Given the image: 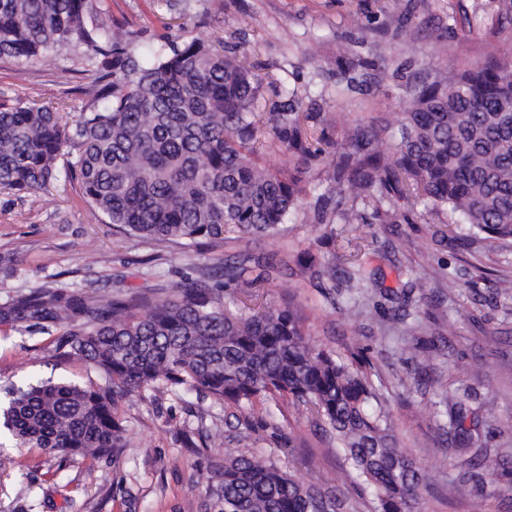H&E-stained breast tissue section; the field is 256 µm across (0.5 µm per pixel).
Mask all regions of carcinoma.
Wrapping results in <instances>:
<instances>
[{
	"label": "carcinoma",
	"mask_w": 512,
	"mask_h": 512,
	"mask_svg": "<svg viewBox=\"0 0 512 512\" xmlns=\"http://www.w3.org/2000/svg\"><path fill=\"white\" fill-rule=\"evenodd\" d=\"M89 0H0V56L25 65L80 48L94 67L92 104L70 123L65 108L0 100V192L32 196L60 176L74 181L88 216L129 238L188 241L220 252L245 235H274L291 213L310 210L319 239L332 225L409 222L414 205L449 207L490 241L512 240V52L494 43L512 12L485 31L486 58L456 73L426 71L406 83L399 136L364 117L332 140L336 113L305 112L291 94L255 111L260 86L224 40L164 44L144 57L107 24L88 28ZM75 155L60 171L58 159ZM325 174L328 190L308 200L302 174ZM302 267L315 288L336 287V251ZM172 288L105 292L45 283L0 304V326L58 332L56 350L94 368L101 382L50 380L6 389L0 427L18 448L62 458L108 459L126 445L119 406L164 387L172 394L254 409L288 401L336 438L373 512H413L423 476L397 447L388 413L361 367L310 339L290 308L256 305L253 285L277 271L271 258H218ZM239 290L247 315L224 309ZM454 439L469 440L462 401L448 396ZM468 474H497L504 456L460 449ZM212 486L218 512H338L336 496L303 484L274 462L224 449Z\"/></svg>",
	"instance_id": "1"
}]
</instances>
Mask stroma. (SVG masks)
<instances>
[{"label": "stroma", "instance_id": "35a3bbf8", "mask_svg": "<svg viewBox=\"0 0 512 512\" xmlns=\"http://www.w3.org/2000/svg\"><path fill=\"white\" fill-rule=\"evenodd\" d=\"M497 7V0H105L86 23L122 28L139 55L164 39L180 44L219 34L227 47L246 51L263 84L257 111H268L273 86H285L311 111L343 113L349 125L367 115L393 120L415 71L482 60V31ZM403 11L409 36L380 44L375 22ZM342 45L360 61L343 74L336 66ZM377 51L383 62L374 73L364 63ZM90 68L82 51L71 50L30 67L19 80L14 61L0 58V95L63 103L75 116L90 105L83 92ZM86 210L78 184L65 180L21 200L0 193V303L56 277L75 282L78 269L107 291L123 284L170 288L213 258L203 246L127 238L112 224L88 222ZM416 215L412 224L373 225L357 248L350 226L334 225L333 251H359L365 271L376 274L360 288L340 283L323 292L305 284L294 269L297 254L307 249L320 259L331 250L317 243L312 219L300 211L280 234L243 239L224 252L275 255L284 270L257 284L264 304L294 306L318 347L366 363L400 450L424 475L415 512H472L477 501L484 512H512V476L459 479L446 407L454 393L472 412L492 407L474 437L512 453V300H485L491 273L512 272V243L481 239L449 209L420 206ZM420 278L427 285L411 302L407 325H393L390 291ZM48 378L85 383L99 375L83 361L59 358L49 335L0 327V386ZM120 419L128 445L110 463L79 456L61 462L38 448L11 449L18 467L0 474V512H213L207 488L228 448L272 460L307 484L335 476L340 512L372 510L370 496L347 477L335 443L294 406L269 402L250 412L160 390L124 407ZM200 426L223 437L198 452L184 433ZM30 470L38 481L28 500H18L15 481Z\"/></svg>", "mask_w": 512, "mask_h": 512}]
</instances>
